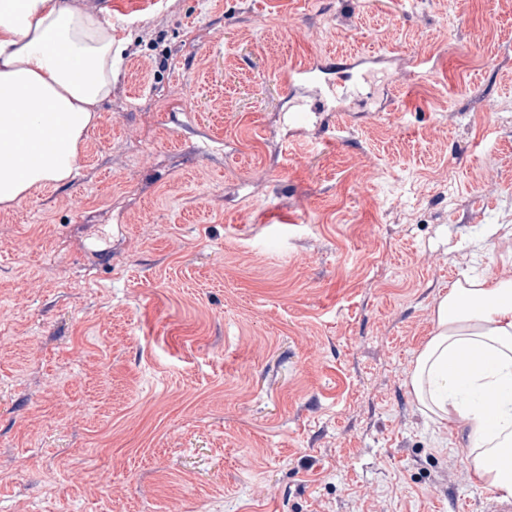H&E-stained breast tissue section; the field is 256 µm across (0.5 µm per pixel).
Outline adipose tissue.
<instances>
[{"instance_id": "adipose-tissue-1", "label": "adipose tissue", "mask_w": 512, "mask_h": 512, "mask_svg": "<svg viewBox=\"0 0 512 512\" xmlns=\"http://www.w3.org/2000/svg\"><path fill=\"white\" fill-rule=\"evenodd\" d=\"M111 23L67 0H0V205L67 180L77 147L112 90ZM411 392L435 422L466 423L469 462L485 485L512 494V279L457 282L433 308Z\"/></svg>"}]
</instances>
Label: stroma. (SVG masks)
I'll use <instances>...</instances> for the list:
<instances>
[{
	"label": "stroma",
	"mask_w": 512,
	"mask_h": 512,
	"mask_svg": "<svg viewBox=\"0 0 512 512\" xmlns=\"http://www.w3.org/2000/svg\"><path fill=\"white\" fill-rule=\"evenodd\" d=\"M70 2L121 56L0 206V512H483L408 379L440 294L512 277V0ZM361 51L293 124L289 67Z\"/></svg>",
	"instance_id": "obj_1"
}]
</instances>
